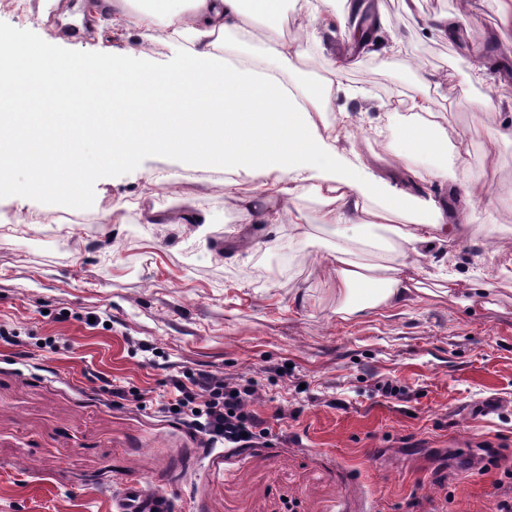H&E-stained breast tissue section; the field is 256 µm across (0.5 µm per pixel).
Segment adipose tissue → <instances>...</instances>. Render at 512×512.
I'll list each match as a JSON object with an SVG mask.
<instances>
[{
    "label": "adipose tissue",
    "instance_id": "1",
    "mask_svg": "<svg viewBox=\"0 0 512 512\" xmlns=\"http://www.w3.org/2000/svg\"><path fill=\"white\" fill-rule=\"evenodd\" d=\"M333 6L334 0H117L125 24L160 32L179 48L178 58L164 65L130 47L103 71L91 60L77 69L42 59L37 47L14 55L9 67H0V174L26 154L35 162L31 191L73 193L76 181L63 178L64 164L44 153L48 133L95 140L106 157L163 149L197 164H220L232 173L225 194L235 193V174L254 179L242 203L257 211L258 223L287 222L300 234L305 218L290 199L312 194L320 200V223L338 234L327 261L344 298L340 314L409 301L421 290L414 275L419 260L435 232L445 228L446 215L433 198L375 175L370 159L359 155L350 162L339 150L352 116L345 110L330 122L326 114L336 95L334 77L346 59H319L332 80L307 89L253 52L263 24L275 33L281 60H308L309 20ZM288 19L296 29L291 39L279 34ZM107 91L112 109L102 112L99 99ZM404 140L393 163L410 182L420 188L441 177V170L417 166L416 157L447 155V141L418 122L406 126ZM276 194L283 204L256 210V201ZM367 226L388 232L390 265L355 260Z\"/></svg>",
    "mask_w": 512,
    "mask_h": 512
}]
</instances>
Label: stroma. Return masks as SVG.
Listing matches in <instances>:
<instances>
[{"mask_svg": "<svg viewBox=\"0 0 512 512\" xmlns=\"http://www.w3.org/2000/svg\"><path fill=\"white\" fill-rule=\"evenodd\" d=\"M380 4L385 56L353 57L336 88L335 111L354 113L341 146L400 152L419 69L447 76L455 91L438 102L440 132L465 141L469 165L417 162L447 168L425 192L469 221L438 233L421 271L450 273L472 304L423 295L341 318L326 261L338 237L317 224L319 203L296 199L309 237L289 245V225L269 228L240 205L250 177L225 195L223 168L182 154L104 162L98 144L76 142L94 175L75 198L22 193L30 169L14 165L0 182V326L19 339L0 338V512H109L129 479L167 497L169 512H496L512 496V222L498 220L512 203V105L499 103L487 126L472 117L512 85V25L496 0L464 10L419 0L411 15L401 0ZM347 12L337 0L312 20L306 63L280 62L268 40L255 51L273 70L315 79L321 55L349 39ZM440 13L463 41L428 31ZM4 40L105 69L129 46L164 63L177 53L85 0H0ZM491 126L507 134L492 193L469 199L462 185ZM181 205L206 218L204 233L174 223ZM115 206L123 220L107 222ZM59 212L74 222L53 223ZM238 227L255 248L231 247ZM488 285L487 299L478 290ZM92 315L102 326L87 325ZM199 372L256 382L248 409L259 425L247 441L211 444L169 410L173 377ZM388 382L399 395L383 394ZM487 400L496 410L474 413Z\"/></svg>", "mask_w": 512, "mask_h": 512, "instance_id": "35a3bbf8", "label": "stroma"}]
</instances>
